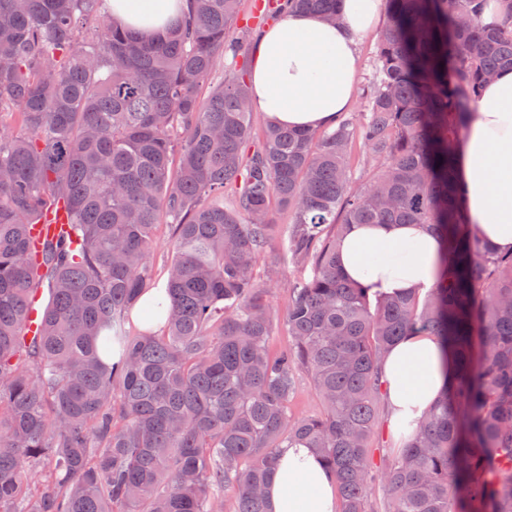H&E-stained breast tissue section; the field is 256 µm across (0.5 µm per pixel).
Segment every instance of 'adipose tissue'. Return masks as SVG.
<instances>
[{
	"label": "adipose tissue",
	"mask_w": 512,
	"mask_h": 512,
	"mask_svg": "<svg viewBox=\"0 0 512 512\" xmlns=\"http://www.w3.org/2000/svg\"><path fill=\"white\" fill-rule=\"evenodd\" d=\"M110 15L131 32L154 35L189 8L188 0H108ZM383 0H344L339 23L310 13L283 15L264 34L249 75L251 107L267 122L316 131L350 105L360 45L377 25ZM459 174L468 219L480 239L512 253V67L499 69L470 101ZM441 243L420 224H354L338 265L373 295L425 293L439 277ZM393 433L414 429L455 377V355L436 337L399 340L381 367ZM269 512H337L336 478L310 448H283L266 486Z\"/></svg>",
	"instance_id": "ef3b65f1"
}]
</instances>
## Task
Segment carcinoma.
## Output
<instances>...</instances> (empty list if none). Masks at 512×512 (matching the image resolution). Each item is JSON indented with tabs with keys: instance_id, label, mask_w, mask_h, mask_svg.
I'll list each match as a JSON object with an SVG mask.
<instances>
[{
	"instance_id": "carcinoma-1",
	"label": "carcinoma",
	"mask_w": 512,
	"mask_h": 512,
	"mask_svg": "<svg viewBox=\"0 0 512 512\" xmlns=\"http://www.w3.org/2000/svg\"><path fill=\"white\" fill-rule=\"evenodd\" d=\"M280 2L334 21L341 0ZM483 2L390 0L361 118L268 124L251 149L246 72L200 92L218 53L245 50L239 0H189L151 39L103 0H0V512H224L227 495L268 512L276 453L300 444L335 473L340 512H512V254L476 237L456 167L467 103L512 66V10L488 25ZM51 200L69 232L43 280L29 241ZM165 217L164 295L133 332ZM351 224L439 235L435 286L371 298L338 268ZM276 235L313 271L282 312L255 274ZM414 333L449 343L457 375L378 466L381 362ZM300 372L323 410L296 418Z\"/></svg>"
}]
</instances>
